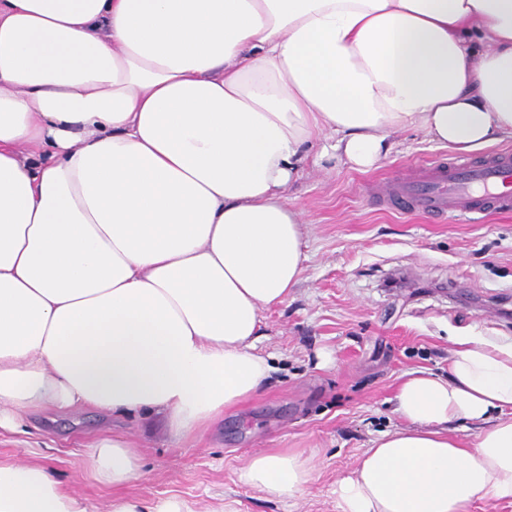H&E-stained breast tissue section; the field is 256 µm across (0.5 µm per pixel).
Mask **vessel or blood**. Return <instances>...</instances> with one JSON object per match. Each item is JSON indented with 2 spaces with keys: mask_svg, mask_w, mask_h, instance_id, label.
I'll return each mask as SVG.
<instances>
[{
  "mask_svg": "<svg viewBox=\"0 0 512 512\" xmlns=\"http://www.w3.org/2000/svg\"><path fill=\"white\" fill-rule=\"evenodd\" d=\"M380 201L403 213L464 220L512 211V153L464 161L455 158L402 173Z\"/></svg>",
  "mask_w": 512,
  "mask_h": 512,
  "instance_id": "vessel-or-blood-1",
  "label": "vessel or blood"
}]
</instances>
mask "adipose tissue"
<instances>
[{"label":"adipose tissue","instance_id":"ef3b65f1","mask_svg":"<svg viewBox=\"0 0 512 512\" xmlns=\"http://www.w3.org/2000/svg\"><path fill=\"white\" fill-rule=\"evenodd\" d=\"M413 129L475 152L512 137V0H0V433L38 411L160 422L175 442L271 366L263 309L302 272L287 191L321 136L368 169ZM447 377H408L404 428L336 484L339 512L512 502V341L455 336ZM479 424L472 447L448 435ZM105 507L48 465L0 463V512H194L123 495L130 440L87 444ZM313 455L251 456L292 500Z\"/></svg>","mask_w":512,"mask_h":512}]
</instances>
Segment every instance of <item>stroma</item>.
<instances>
[{
	"label": "stroma",
	"instance_id": "stroma-1",
	"mask_svg": "<svg viewBox=\"0 0 512 512\" xmlns=\"http://www.w3.org/2000/svg\"><path fill=\"white\" fill-rule=\"evenodd\" d=\"M384 164L360 172L333 159L307 165L290 204L309 233L299 283L262 313L257 354L272 371L262 387L207 429L173 442L144 432L136 417L35 418L26 446L0 444V461L49 465L76 496L104 505L112 492L94 480L84 444L109 429L139 440L142 475L128 496L177 497L195 512H337L333 489L381 434L403 427L399 384L411 373L447 376L450 335L512 338V212L468 224L433 220L377 204L400 172L451 157L422 133L398 135ZM270 448L316 455L315 479L287 502L243 484L248 458Z\"/></svg>",
	"mask_w": 512,
	"mask_h": 512
}]
</instances>
